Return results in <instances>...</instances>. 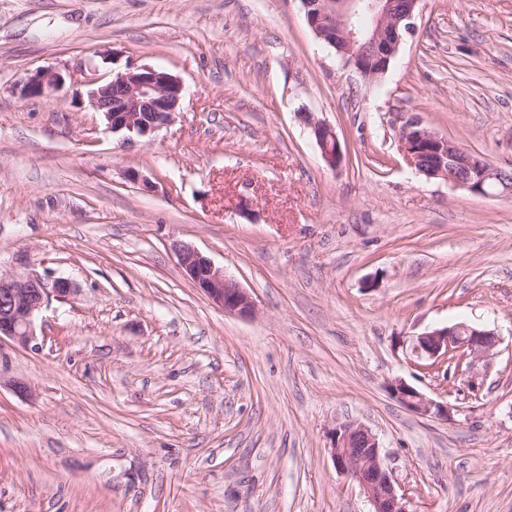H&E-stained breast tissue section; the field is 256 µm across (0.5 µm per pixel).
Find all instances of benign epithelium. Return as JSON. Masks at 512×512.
<instances>
[{"label":"benign epithelium","instance_id":"obj_1","mask_svg":"<svg viewBox=\"0 0 512 512\" xmlns=\"http://www.w3.org/2000/svg\"><path fill=\"white\" fill-rule=\"evenodd\" d=\"M307 24L315 36L336 48L344 63L358 74L375 78L384 74L395 57L402 33L409 30L421 0H301ZM367 17L360 27L357 17ZM63 86V77L49 69L30 74L23 82L25 96L51 97ZM183 97V85L162 68L142 66L91 87L88 104L104 114L108 128L127 137H146L169 126ZM332 169L342 162L336 131L307 111L302 114ZM399 149L406 162L428 178H442L456 188L481 196L512 192V175L491 165L447 136L423 126L416 116L402 121ZM179 265L205 295L226 313L246 315L253 310L248 293L212 261L191 246L171 244ZM76 292L64 278H50L35 271L0 274V338L7 337L23 349L37 346L35 321L53 299L66 301ZM498 345L495 332L457 323L434 328L416 337L412 352L434 363L452 353L463 359L486 356ZM390 395L422 417L448 420V404L426 397L402 379L388 384ZM329 454L334 467L355 481L372 505V512H407L384 465L382 445L369 427L342 423L332 431Z\"/></svg>","mask_w":512,"mask_h":512}]
</instances>
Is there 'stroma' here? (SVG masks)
<instances>
[{"label":"stroma","instance_id":"stroma-1","mask_svg":"<svg viewBox=\"0 0 512 512\" xmlns=\"http://www.w3.org/2000/svg\"><path fill=\"white\" fill-rule=\"evenodd\" d=\"M143 65L185 96L127 141L84 97ZM38 69L63 74L54 97L21 95ZM407 115L512 170V0H421L373 83L301 0H0V272L77 290L39 313L38 349L0 340V512H370L328 452L349 421L407 512H512V194L410 167ZM175 240L252 313L201 293ZM458 322L495 331L493 354L423 370L411 338ZM302 120L320 147L325 163L332 169L339 167L342 162V152L334 128L325 121L315 118L313 112H303ZM171 248L186 275L224 312L251 313L254 305L248 293L235 281L226 278L224 271L215 267L208 257L179 241H174ZM388 389L390 395L400 404L422 417L447 421L450 416L448 403L426 397L402 379L391 381Z\"/></svg>","mask_w":512,"mask_h":512}]
</instances>
